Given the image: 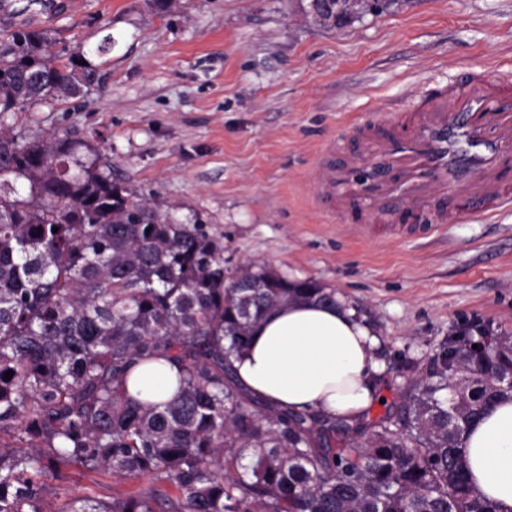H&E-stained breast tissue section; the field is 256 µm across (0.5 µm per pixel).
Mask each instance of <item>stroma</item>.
<instances>
[{
    "label": "stroma",
    "mask_w": 512,
    "mask_h": 512,
    "mask_svg": "<svg viewBox=\"0 0 512 512\" xmlns=\"http://www.w3.org/2000/svg\"><path fill=\"white\" fill-rule=\"evenodd\" d=\"M31 22L56 49L91 53L114 39L98 83L5 118L28 133L77 134L135 197L169 218L199 219L242 265L312 279L369 323L386 367L379 421L407 395L455 329L473 323L512 335V207L416 238L380 222L323 212L322 146L348 128L411 105L428 83L471 68L512 73V0H396L342 27L307 0H11L0 32ZM135 479L70 469V496L106 500Z\"/></svg>",
    "instance_id": "obj_1"
}]
</instances>
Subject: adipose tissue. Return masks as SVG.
Here are the masks:
<instances>
[{
  "label": "adipose tissue",
  "instance_id": "ef3b65f1",
  "mask_svg": "<svg viewBox=\"0 0 512 512\" xmlns=\"http://www.w3.org/2000/svg\"><path fill=\"white\" fill-rule=\"evenodd\" d=\"M378 344L369 324L343 304L296 301L265 315L233 367L239 384L267 405L352 423L378 399ZM175 389L176 370L163 359L140 362L128 382L130 394L149 405ZM463 456L470 483L500 512H512V399L470 426Z\"/></svg>",
  "mask_w": 512,
  "mask_h": 512
}]
</instances>
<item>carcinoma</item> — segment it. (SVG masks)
<instances>
[{
  "label": "carcinoma",
  "mask_w": 512,
  "mask_h": 512,
  "mask_svg": "<svg viewBox=\"0 0 512 512\" xmlns=\"http://www.w3.org/2000/svg\"><path fill=\"white\" fill-rule=\"evenodd\" d=\"M385 6L342 0L339 25ZM54 42L47 28L0 35V118L78 97L79 73L96 83L84 53ZM221 252L201 223L134 199L76 134L0 129V512H499L470 486L461 445L512 397V336L499 351L455 337L448 363L415 365L404 411L335 448L334 432L361 428L251 411L232 371L270 308L335 294L251 263L228 279ZM158 358L177 387L150 406L127 383ZM73 466L148 485L58 506Z\"/></svg>",
  "instance_id": "cac0c4a2"
}]
</instances>
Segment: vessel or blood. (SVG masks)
<instances>
[{
    "mask_svg": "<svg viewBox=\"0 0 512 512\" xmlns=\"http://www.w3.org/2000/svg\"><path fill=\"white\" fill-rule=\"evenodd\" d=\"M512 83L477 73L434 89L416 108L328 142L321 161L330 177L315 190L326 210L353 208L397 220L404 202L418 203L421 234L453 218H486L512 203ZM383 161V173L361 174L360 156Z\"/></svg>",
    "mask_w": 512,
    "mask_h": 512,
    "instance_id": "1",
    "label": "vessel or blood"
}]
</instances>
